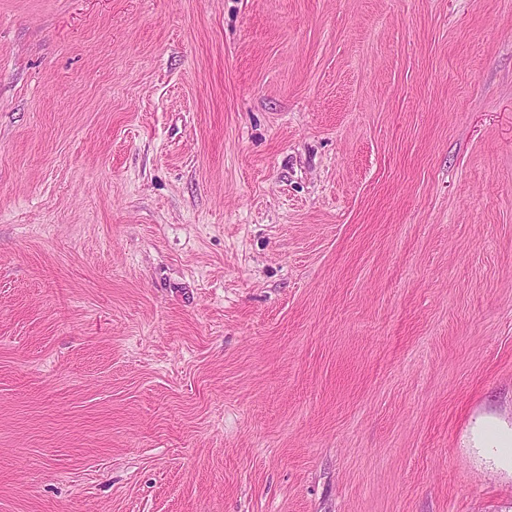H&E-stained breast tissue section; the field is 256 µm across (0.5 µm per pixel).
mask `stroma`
I'll return each instance as SVG.
<instances>
[{
	"mask_svg": "<svg viewBox=\"0 0 512 512\" xmlns=\"http://www.w3.org/2000/svg\"><path fill=\"white\" fill-rule=\"evenodd\" d=\"M512 0H0V512H512Z\"/></svg>",
	"mask_w": 512,
	"mask_h": 512,
	"instance_id": "35a3bbf8",
	"label": "stroma"
}]
</instances>
